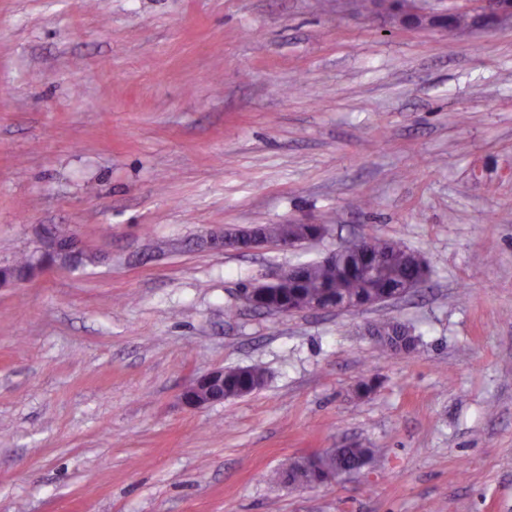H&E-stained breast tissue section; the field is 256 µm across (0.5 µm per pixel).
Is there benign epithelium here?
Returning <instances> with one entry per match:
<instances>
[{
  "instance_id": "7a95c632",
  "label": "benign epithelium",
  "mask_w": 512,
  "mask_h": 512,
  "mask_svg": "<svg viewBox=\"0 0 512 512\" xmlns=\"http://www.w3.org/2000/svg\"><path fill=\"white\" fill-rule=\"evenodd\" d=\"M471 6L463 9L439 11L428 0H407L402 11L390 14L400 26L411 29L439 30L444 17L466 14L470 29L487 30L501 26L512 27V0H468ZM267 243L264 226L249 225L232 232L222 228L212 230L201 239L200 246L209 250L235 249L250 251ZM87 260V254L74 238L62 234L54 241L47 236L33 252L35 274H44L57 268H75L79 260ZM277 282L257 283L244 292V302L253 308L266 298ZM226 369L218 368L194 379L182 394L183 402L193 408H201L217 401L215 392L224 389Z\"/></svg>"
}]
</instances>
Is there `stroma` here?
<instances>
[{"instance_id":"stroma-1","label":"stroma","mask_w":512,"mask_h":512,"mask_svg":"<svg viewBox=\"0 0 512 512\" xmlns=\"http://www.w3.org/2000/svg\"><path fill=\"white\" fill-rule=\"evenodd\" d=\"M290 222L327 232L197 244ZM51 228L104 260L0 287V512H512L511 27L450 37L348 0H0V265ZM363 235L426 281L358 310L241 300ZM255 364L260 389L182 403ZM356 444L360 472L283 478ZM267 243L264 225H249L232 232L219 228L208 232L200 246L209 250L235 249L250 251ZM375 330L382 343L394 351L409 348L413 341L412 337L408 336V332L404 331L398 324L383 323L376 326ZM399 331L402 334L401 336L391 335Z\"/></svg>"}]
</instances>
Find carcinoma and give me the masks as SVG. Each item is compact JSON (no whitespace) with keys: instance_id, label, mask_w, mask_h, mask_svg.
<instances>
[{"instance_id":"1","label":"carcinoma","mask_w":512,"mask_h":512,"mask_svg":"<svg viewBox=\"0 0 512 512\" xmlns=\"http://www.w3.org/2000/svg\"><path fill=\"white\" fill-rule=\"evenodd\" d=\"M269 238L288 241L296 234L293 224H269ZM409 249L403 245L377 238H368L349 251L339 255L330 265L308 263L302 274L284 278L271 294L268 304L286 306L292 302H311L334 297L352 305L379 304L386 301L392 287L403 281L420 283L426 270L406 259ZM34 271L31 256H22L15 263L0 266V285L27 280ZM377 336L388 348L398 351L410 347L412 337L394 323L376 326ZM264 372L258 366H248L224 379V395L241 396L245 391L262 386ZM373 457L371 448H337L327 456H319L307 465H292L288 479L292 483L317 484L329 479L332 470L341 466L355 467L368 464Z\"/></svg>"}]
</instances>
